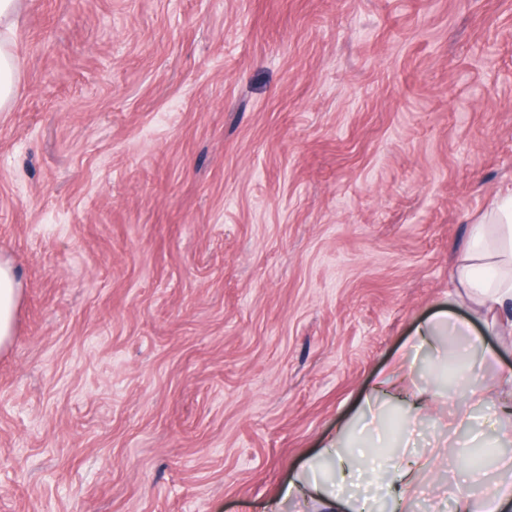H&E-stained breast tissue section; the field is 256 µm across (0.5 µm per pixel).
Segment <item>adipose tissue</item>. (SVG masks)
I'll use <instances>...</instances> for the list:
<instances>
[{"instance_id":"1","label":"adipose tissue","mask_w":512,"mask_h":512,"mask_svg":"<svg viewBox=\"0 0 512 512\" xmlns=\"http://www.w3.org/2000/svg\"><path fill=\"white\" fill-rule=\"evenodd\" d=\"M18 0H0V111L14 100L18 88L21 61L9 44L8 36L16 24ZM456 280L468 294L487 303L502 323L512 329V194L494 203L487 217L474 224L467 257L456 272ZM22 283L9 261L0 259V348L14 334L15 318ZM450 329L459 340L464 356L481 352L483 360L494 359L492 348L464 321L449 319L441 313L418 326L387 376L363 397L360 408L365 418L360 428L365 439L360 447L347 445L345 435H337L324 447L333 474L321 479L316 475V460H309L297 478L289 481L282 493L291 499L310 489L326 512H373L377 505H394L396 512H409L417 493L416 482L427 471L431 459L412 456L405 449L413 443L418 422L427 405L443 398L437 386H418L415 382L417 360L422 354H440L438 328ZM403 392L409 404L405 411L400 455L389 453V444L378 423L377 409L389 390ZM499 479L486 485L485 475L470 471L465 485L454 488L457 512H501L512 504V455L496 461Z\"/></svg>"}]
</instances>
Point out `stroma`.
Returning <instances> with one entry per match:
<instances>
[{
    "mask_svg": "<svg viewBox=\"0 0 512 512\" xmlns=\"http://www.w3.org/2000/svg\"><path fill=\"white\" fill-rule=\"evenodd\" d=\"M0 512H268L512 190V0H19ZM414 512H457L455 448ZM22 288L12 264L0 259V348L6 346L14 334Z\"/></svg>",
    "mask_w": 512,
    "mask_h": 512,
    "instance_id": "obj_1",
    "label": "stroma"
}]
</instances>
